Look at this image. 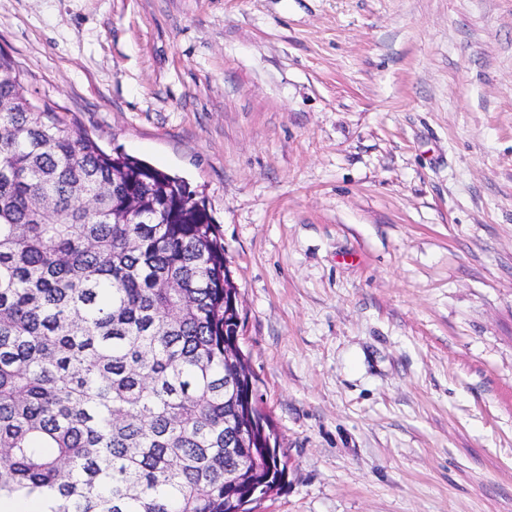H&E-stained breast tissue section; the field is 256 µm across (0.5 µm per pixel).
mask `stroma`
Masks as SVG:
<instances>
[{
	"label": "stroma",
	"mask_w": 512,
	"mask_h": 512,
	"mask_svg": "<svg viewBox=\"0 0 512 512\" xmlns=\"http://www.w3.org/2000/svg\"><path fill=\"white\" fill-rule=\"evenodd\" d=\"M0 49L205 196L256 512H512V0H0Z\"/></svg>",
	"instance_id": "stroma-1"
}]
</instances>
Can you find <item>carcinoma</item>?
<instances>
[{
    "instance_id": "1",
    "label": "carcinoma",
    "mask_w": 512,
    "mask_h": 512,
    "mask_svg": "<svg viewBox=\"0 0 512 512\" xmlns=\"http://www.w3.org/2000/svg\"><path fill=\"white\" fill-rule=\"evenodd\" d=\"M224 239L185 181L106 152L0 50V496L254 512L286 463L253 405Z\"/></svg>"
}]
</instances>
